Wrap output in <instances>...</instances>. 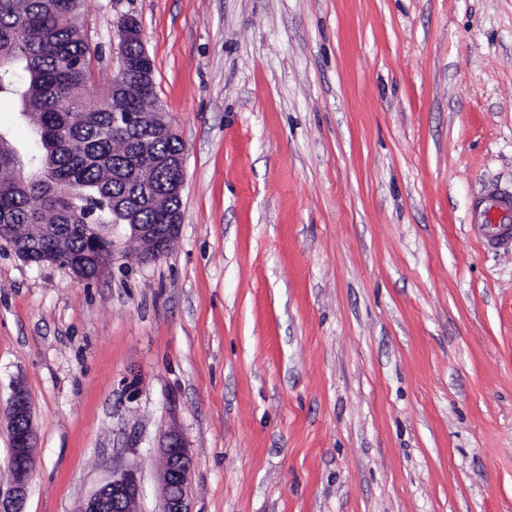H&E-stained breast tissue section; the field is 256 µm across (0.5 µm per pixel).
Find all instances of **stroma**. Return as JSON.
Masks as SVG:
<instances>
[{"mask_svg":"<svg viewBox=\"0 0 512 512\" xmlns=\"http://www.w3.org/2000/svg\"><path fill=\"white\" fill-rule=\"evenodd\" d=\"M135 17L184 145L182 221L98 278L0 243V490L79 512L182 432L192 512H512V0H87L95 104ZM482 218L489 224H510L512 221V204L507 193L489 195L481 204L475 219ZM9 410L12 482L4 498L0 491V511L24 512L27 488L35 468L37 448V430L29 395L24 386L19 384L14 386L9 400ZM21 420L25 421L26 425L22 428L15 427V421Z\"/></svg>","mask_w":512,"mask_h":512,"instance_id":"stroma-1","label":"stroma"}]
</instances>
